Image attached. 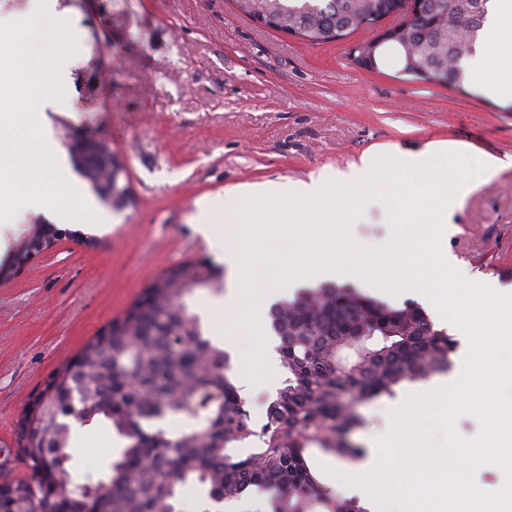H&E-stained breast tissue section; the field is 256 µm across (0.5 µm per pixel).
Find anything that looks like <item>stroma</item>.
<instances>
[{
    "mask_svg": "<svg viewBox=\"0 0 512 512\" xmlns=\"http://www.w3.org/2000/svg\"><path fill=\"white\" fill-rule=\"evenodd\" d=\"M77 50L62 81L66 106L47 107L43 132L62 160L65 135L109 141L120 155L132 202L96 207L103 220H75L94 236L62 238L26 260L17 240L37 220L24 213L0 228V479L29 474L13 447L17 419L44 381L130 307L162 272L186 261L212 264L217 289H199L188 305L231 354L255 419L281 377L277 355L259 383L243 376V347L230 335L224 297L229 269L193 217L208 197L242 184H288L322 168L348 170L368 152L397 145L415 152L452 141L472 156H512V109L471 79L435 85L351 64L348 46H310L256 25L234 0H57ZM350 234L362 248L391 238L385 204L369 202ZM448 253L488 284L512 285V168L464 197L448 230ZM435 374L396 397L363 402L350 443L370 448L391 426L407 395L433 390ZM121 442L108 421L72 436L75 481L105 477ZM310 462L336 500L365 490L343 483L355 460L312 449Z\"/></svg>",
    "mask_w": 512,
    "mask_h": 512,
    "instance_id": "obj_1",
    "label": "stroma"
}]
</instances>
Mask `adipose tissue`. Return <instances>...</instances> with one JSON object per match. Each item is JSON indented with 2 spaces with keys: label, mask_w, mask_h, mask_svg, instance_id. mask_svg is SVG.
<instances>
[{
  "label": "adipose tissue",
  "mask_w": 512,
  "mask_h": 512,
  "mask_svg": "<svg viewBox=\"0 0 512 512\" xmlns=\"http://www.w3.org/2000/svg\"><path fill=\"white\" fill-rule=\"evenodd\" d=\"M512 41V0H494L493 17L482 41V48L472 59L469 71L487 94L512 100V58L501 57L498 47Z\"/></svg>",
  "instance_id": "adipose-tissue-1"
}]
</instances>
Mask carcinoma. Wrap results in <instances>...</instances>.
I'll list each match as a JSON object with an SVG mask.
<instances>
[{"label":"carcinoma","mask_w":512,"mask_h":512,"mask_svg":"<svg viewBox=\"0 0 512 512\" xmlns=\"http://www.w3.org/2000/svg\"><path fill=\"white\" fill-rule=\"evenodd\" d=\"M250 17L273 16L310 45L345 40L381 0H236ZM490 0H426L406 31L375 63L390 58L418 79L454 85L464 74L488 19ZM211 270L186 262L159 277L95 336L78 361L39 391L38 412L25 408L27 443L17 456L29 478L3 489V500L47 497L46 479L63 483L71 512H182L181 489H199L202 512L276 491L272 512H317L333 501L310 465V448L337 457L362 449L345 435L362 425L356 405L391 397L406 384L446 373L456 341L419 304L401 308L346 286L323 284L276 302L269 312L283 378L256 425L233 372L232 357L207 336L186 298L214 288ZM101 418L124 442L107 478L75 482L68 467L71 422ZM170 420L188 423L171 435Z\"/></svg>","instance_id":"carcinoma-1"}]
</instances>
